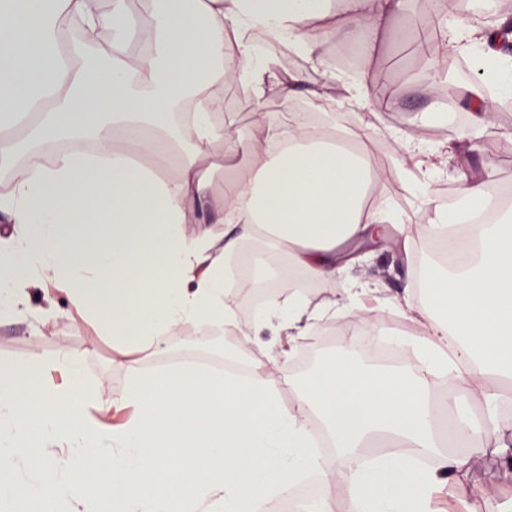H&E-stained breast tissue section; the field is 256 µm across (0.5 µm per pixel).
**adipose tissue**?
I'll list each match as a JSON object with an SVG mask.
<instances>
[{"label": "adipose tissue", "mask_w": 512, "mask_h": 512, "mask_svg": "<svg viewBox=\"0 0 512 512\" xmlns=\"http://www.w3.org/2000/svg\"><path fill=\"white\" fill-rule=\"evenodd\" d=\"M406 0H154L133 17L127 0H0V122L25 124L23 136L0 135V315L46 323L30 301L33 285L61 283L77 311L122 347L159 341L186 324L223 329L224 356L237 361L257 348L239 377L172 366L133 376L121 400L101 411H128L122 424L87 419L93 400L74 361L69 385L49 391L43 365L0 366V512L15 500L32 512H96L111 495L113 512H259L284 496L299 474L319 471L326 495L320 512H433L434 491L469 467L451 456L434 429L430 381L478 388L484 416L460 423L464 438L512 459V426L499 417L512 401V209L497 188L466 161L488 124L489 92L512 99V33L501 23H469L460 5L447 23L426 80L437 83L449 53L467 56L479 75L462 91L470 124L455 143L435 144L395 132L400 168L419 207L433 215L415 224L384 195L367 200L383 171L364 133L325 123L307 125L290 109L303 73H280L277 59L252 38L263 30L288 42L322 79L309 94L340 95L355 114L379 110L370 79L379 39L402 38L392 21ZM354 42L356 77L332 70L321 37L328 26ZM238 57L240 79L255 101L278 84L288 115L260 116L263 139L252 143L245 175L227 185L214 215L223 235L188 230L194 206L208 199V175L220 162L215 140L237 148L215 120L221 99L211 87L224 77V59ZM199 105L191 122L171 124L185 101ZM70 150H62V143ZM281 151H272V144ZM175 152V174L161 158ZM455 172L454 206L435 199L431 180ZM467 226L475 250L459 268L429 273L390 305L417 317L419 337L403 340L422 361L418 375L371 369L348 354L326 357L322 372L297 389L292 406L279 403L272 366H285L324 318L356 306L364 289L347 275L357 250L401 235L405 258L419 241L450 225ZM247 243L285 257L280 279L241 325L233 294L239 277L227 259ZM331 283L330 296H311L296 280ZM286 336L287 348L259 343L262 330ZM324 426L335 439L336 462L310 446ZM400 452L376 466L361 449L378 433ZM435 464L419 469L411 455ZM30 477L18 478L20 466Z\"/></svg>", "instance_id": "obj_1"}]
</instances>
